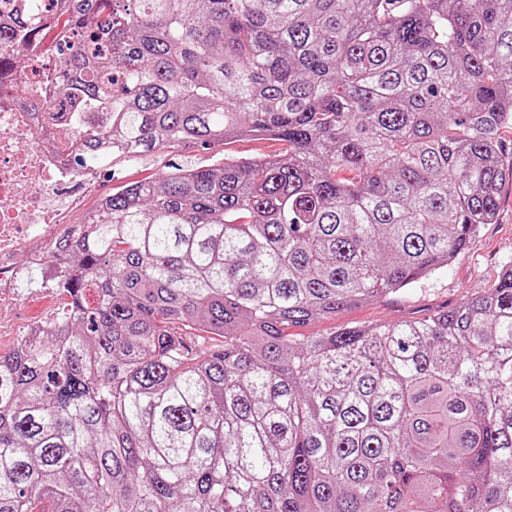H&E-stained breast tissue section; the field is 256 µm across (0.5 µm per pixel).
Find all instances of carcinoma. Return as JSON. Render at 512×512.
Listing matches in <instances>:
<instances>
[{
    "mask_svg": "<svg viewBox=\"0 0 512 512\" xmlns=\"http://www.w3.org/2000/svg\"><path fill=\"white\" fill-rule=\"evenodd\" d=\"M3 44L108 113L79 164L286 150L173 165L61 238L67 319L0 353V512H512V264L422 319L288 334L494 222L512 0H70Z\"/></svg>",
    "mask_w": 512,
    "mask_h": 512,
    "instance_id": "1",
    "label": "carcinoma"
}]
</instances>
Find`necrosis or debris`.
<instances>
[{
    "label": "necrosis or debris",
    "instance_id": "1",
    "mask_svg": "<svg viewBox=\"0 0 512 512\" xmlns=\"http://www.w3.org/2000/svg\"><path fill=\"white\" fill-rule=\"evenodd\" d=\"M58 67L51 54H28L24 66L0 68V335H11L24 271L70 273L59 256L69 232L75 189L93 187L97 169L75 165L62 141L99 124L95 112H64L54 104Z\"/></svg>",
    "mask_w": 512,
    "mask_h": 512
}]
</instances>
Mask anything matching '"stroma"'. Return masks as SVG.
Returning a JSON list of instances; mask_svg holds the SVG:
<instances>
[{
    "label": "stroma",
    "instance_id": "1",
    "mask_svg": "<svg viewBox=\"0 0 512 512\" xmlns=\"http://www.w3.org/2000/svg\"><path fill=\"white\" fill-rule=\"evenodd\" d=\"M281 142L267 138H240L226 143L201 147L190 145L158 154L153 159L130 164L122 158H108L98 163V180L94 190L81 194L71 223H82L85 212L94 209L101 198L122 185L153 178L169 164H212L221 156L264 158L279 154ZM512 260V186L501 193L499 215L495 223L484 225L470 248L453 263L411 291L400 295H383L356 307L340 311L328 319H317L292 328L293 337L323 335L347 326L395 324L418 319L456 306L467 296L483 292L496 282L500 266Z\"/></svg>",
    "mask_w": 512,
    "mask_h": 512
}]
</instances>
